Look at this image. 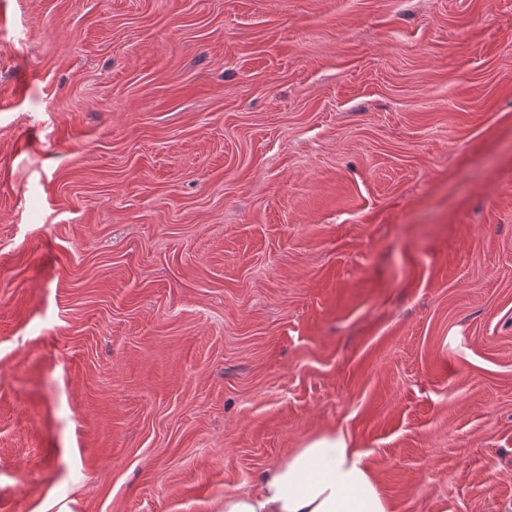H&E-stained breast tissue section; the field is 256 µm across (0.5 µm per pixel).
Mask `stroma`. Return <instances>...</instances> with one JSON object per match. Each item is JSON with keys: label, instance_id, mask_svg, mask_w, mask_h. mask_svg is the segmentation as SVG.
Returning a JSON list of instances; mask_svg holds the SVG:
<instances>
[{"label": "stroma", "instance_id": "35a3bbf8", "mask_svg": "<svg viewBox=\"0 0 512 512\" xmlns=\"http://www.w3.org/2000/svg\"><path fill=\"white\" fill-rule=\"evenodd\" d=\"M328 430L512 512V0H0V512Z\"/></svg>", "mask_w": 512, "mask_h": 512}]
</instances>
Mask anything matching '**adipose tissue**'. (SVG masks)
Returning <instances> with one entry per match:
<instances>
[{
    "instance_id": "obj_1",
    "label": "adipose tissue",
    "mask_w": 512,
    "mask_h": 512,
    "mask_svg": "<svg viewBox=\"0 0 512 512\" xmlns=\"http://www.w3.org/2000/svg\"><path fill=\"white\" fill-rule=\"evenodd\" d=\"M221 512H393L366 453L341 431L306 439L250 490L224 495Z\"/></svg>"
}]
</instances>
